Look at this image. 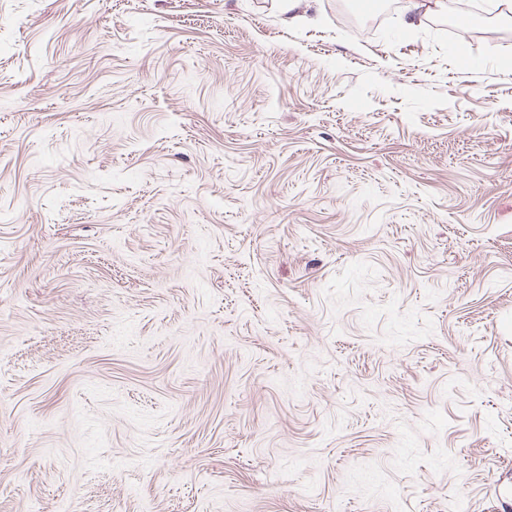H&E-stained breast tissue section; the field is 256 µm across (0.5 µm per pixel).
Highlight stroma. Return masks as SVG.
Masks as SVG:
<instances>
[{
  "mask_svg": "<svg viewBox=\"0 0 512 512\" xmlns=\"http://www.w3.org/2000/svg\"><path fill=\"white\" fill-rule=\"evenodd\" d=\"M0 0V512H512V25Z\"/></svg>",
  "mask_w": 512,
  "mask_h": 512,
  "instance_id": "obj_1",
  "label": "stroma"
}]
</instances>
